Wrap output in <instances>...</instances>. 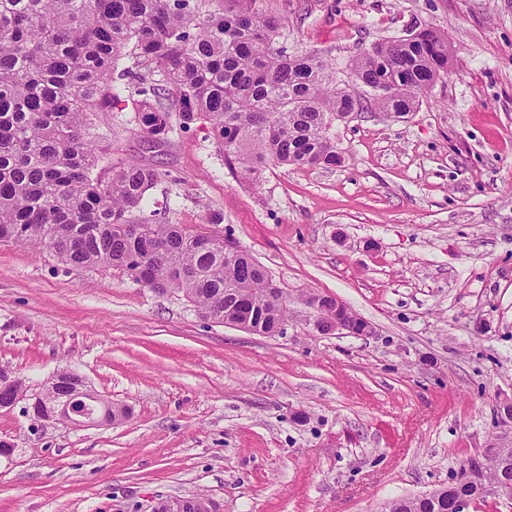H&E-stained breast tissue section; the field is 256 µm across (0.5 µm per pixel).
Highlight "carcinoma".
I'll list each match as a JSON object with an SVG mask.
<instances>
[{"label": "carcinoma", "instance_id": "obj_1", "mask_svg": "<svg viewBox=\"0 0 512 512\" xmlns=\"http://www.w3.org/2000/svg\"><path fill=\"white\" fill-rule=\"evenodd\" d=\"M280 27L263 0H0V243L120 269L156 293H183L215 323L241 312L266 331L286 322L288 293L264 266L245 250L224 255L220 236L147 215L145 195L167 172L112 168L94 133L127 91L140 133L164 141L207 124L247 178L330 167L340 151L326 129L349 118L353 97L403 117L448 73L451 42L432 29L374 43L340 71L328 54H289ZM8 374L1 366L0 403L22 388ZM78 395L73 377L49 381L43 415ZM482 476L512 483V447L488 449ZM385 512L438 510L409 496Z\"/></svg>", "mask_w": 512, "mask_h": 512}]
</instances>
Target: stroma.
I'll return each mask as SVG.
<instances>
[{"label":"stroma","mask_w":512,"mask_h":512,"mask_svg":"<svg viewBox=\"0 0 512 512\" xmlns=\"http://www.w3.org/2000/svg\"><path fill=\"white\" fill-rule=\"evenodd\" d=\"M290 52L347 63L428 27L448 73L415 112L334 121L340 166L247 180L208 127L162 144L132 107L96 120L113 165L166 170L158 221L235 242L288 293L283 334L203 319L182 293L0 244V365L25 397L0 407V512H150L160 497L220 512H382L447 485L512 396V0H264ZM223 223L204 224L205 209ZM343 301L366 336H323L302 293ZM128 417L33 419L59 371Z\"/></svg>","instance_id":"35a3bbf8"}]
</instances>
